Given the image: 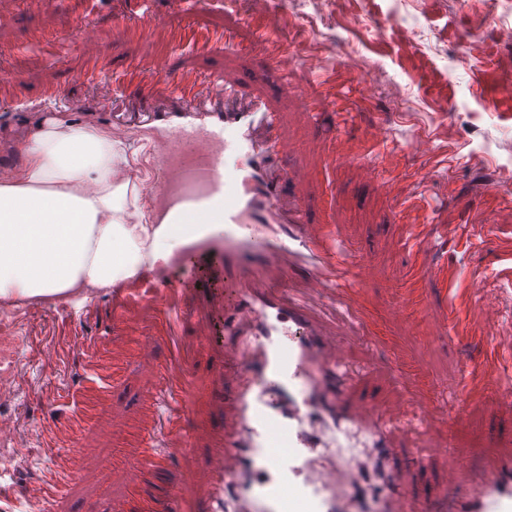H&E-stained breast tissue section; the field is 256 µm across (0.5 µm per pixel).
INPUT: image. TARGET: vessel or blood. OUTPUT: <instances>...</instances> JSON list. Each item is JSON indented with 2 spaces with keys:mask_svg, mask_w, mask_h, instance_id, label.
I'll return each mask as SVG.
<instances>
[{
  "mask_svg": "<svg viewBox=\"0 0 512 512\" xmlns=\"http://www.w3.org/2000/svg\"><path fill=\"white\" fill-rule=\"evenodd\" d=\"M272 65L287 73L292 56L269 32L258 35ZM84 80H95L104 68L93 28L82 41ZM155 60L131 63L117 83L119 89L143 87L156 79ZM167 98L176 107L220 113L210 130L175 125L162 141L157 156L161 180L154 191L153 208L173 218L179 240L174 253L186 257L208 253L218 265L204 279H224L222 330L235 331V343L225 346L224 358L214 372L223 414L217 446L205 481L209 494L202 512H353L348 485L359 467L375 466L386 448L383 421L371 411L356 413L346 401L348 382L335 373L336 334L341 328L362 330L365 316L354 298L365 276L364 265L345 262L330 241L334 227L310 224L299 200L282 202L277 184L295 176L300 156L283 132L277 116L262 102L246 97L231 84L217 87L193 77L169 85ZM367 143L381 155L380 166L367 167L370 177L394 167L397 157L387 148V132L372 124ZM418 195L404 197L395 217L408 225L415 258L405 280L397 312L421 309L423 282H447L451 272L434 264L426 250L439 232L433 220L412 221ZM217 213L218 232H210L200 216ZM302 273L306 292L291 288L295 273ZM183 288L165 282L159 267L140 270L129 287L119 289L115 307L123 319L137 322V297L153 305V327L138 337L143 349L156 346L175 350L189 313ZM494 364L471 368L461 386L458 405L449 419L462 417L477 389L492 378ZM160 394L166 411L151 407V424L142 427L134 443L136 457L118 456V463L139 470L162 467L166 458L153 440L158 433H178L180 447L193 445L176 422L193 406L187 369L177 359L157 367ZM395 375L406 391L396 400L391 417L427 418L436 407L420 372L403 358L395 360ZM104 388L94 387L79 400L72 431L90 422L105 400ZM96 455L87 448L57 453L55 466L40 485L39 512L51 505L83 469L95 466ZM385 494L371 512H512V455L495 460L473 479L465 492L449 482L433 499L405 507L393 475H385Z\"/></svg>",
  "mask_w": 512,
  "mask_h": 512,
  "instance_id": "1",
  "label": "vessel or blood"
}]
</instances>
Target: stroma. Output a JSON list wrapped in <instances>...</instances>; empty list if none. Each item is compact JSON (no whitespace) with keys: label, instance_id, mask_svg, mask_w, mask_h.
<instances>
[{"label":"stroma","instance_id":"stroma-1","mask_svg":"<svg viewBox=\"0 0 512 512\" xmlns=\"http://www.w3.org/2000/svg\"><path fill=\"white\" fill-rule=\"evenodd\" d=\"M101 2L94 30L108 70L90 85L82 78L84 0H0V170L17 171L23 140L53 115L96 128L120 144L135 174L127 194L145 209V193L159 177L154 151L166 123H193L197 116L170 112L153 125L126 129L121 121L129 98L114 94V75L130 62L156 57L172 81L186 74L223 77L277 112L304 159L306 177L286 180L283 198H300L312 223L334 224L337 241L367 265L358 299L381 340L341 337L340 356L355 374L349 404L386 415L393 400L403 397L390 357L394 348L428 375L442 410L455 404L466 371L486 359L488 348L501 360L512 357V279L500 274L512 265L503 251L512 244V206H491L475 194L477 184L491 177L512 195V43L498 38L500 28L512 26V0H345L340 7L334 0H270L259 22L251 16L250 0ZM145 12L151 35L126 34L124 17ZM261 24L291 46L290 78L306 94L323 93L330 81L346 93L350 124L337 126L332 111L314 120L301 99L279 94L266 53L247 48ZM186 25L232 29L245 48L218 44L200 53L176 47L159 56L167 34ZM407 29L416 32V45L403 40ZM369 69L381 76L370 92L363 81ZM52 87L62 98L49 111L42 94ZM374 123L384 125L389 147L399 152L393 174L399 191H408L427 172L425 186L445 239L433 257L455 276L449 288L427 285L426 304L410 319L393 308L409 264L407 230L394 220L396 198L363 173L364 163H376V156L358 157ZM420 134L430 136L434 149L453 153L451 169L428 170L426 160L410 150ZM341 152L349 161H337ZM33 304L15 299L6 319L19 378L10 398L0 400V416L17 421L26 445L0 443V512H30L37 476L53 462L42 448L43 437L65 430L74 395L96 379L87 357L91 348L112 355L123 369L77 440L78 447L94 450L99 464L79 474L53 512H137L128 500L137 482L158 498L181 486L185 512H198L207 497L198 476L209 465L219 416L212 375L223 354L213 337L224 306L223 280L198 286L185 301L192 320L180 338L181 360L191 374L194 414L183 427L194 448L178 451V436L166 435L175 453L162 470L150 473L115 465L114 439L139 430L156 397L157 381L147 370L166 362V349L127 355L125 341L141 335L143 326L114 319L111 289H99L92 300L75 293L45 297L36 314ZM424 431L441 448L414 466L409 459ZM388 439L404 496L433 498L449 473L468 483L494 455L512 451V398L492 383L454 423L438 414L420 432L392 427Z\"/></svg>","mask_w":512,"mask_h":512}]
</instances>
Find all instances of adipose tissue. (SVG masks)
Returning <instances> with one entry per match:
<instances>
[{
    "instance_id": "ef3b65f1",
    "label": "adipose tissue",
    "mask_w": 512,
    "mask_h": 512,
    "mask_svg": "<svg viewBox=\"0 0 512 512\" xmlns=\"http://www.w3.org/2000/svg\"><path fill=\"white\" fill-rule=\"evenodd\" d=\"M21 151L23 167L0 183V297L109 288L168 252L164 227L128 210L110 137L51 119Z\"/></svg>"
}]
</instances>
